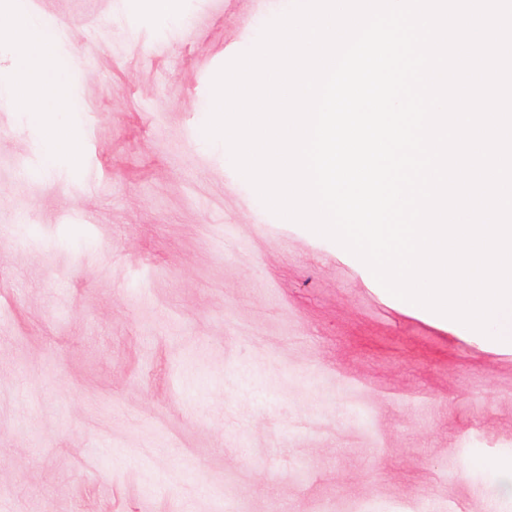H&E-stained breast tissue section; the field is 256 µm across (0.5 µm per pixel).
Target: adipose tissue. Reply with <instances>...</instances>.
<instances>
[{"label":"adipose tissue","instance_id":"obj_1","mask_svg":"<svg viewBox=\"0 0 512 512\" xmlns=\"http://www.w3.org/2000/svg\"><path fill=\"white\" fill-rule=\"evenodd\" d=\"M18 36L25 37L26 46L11 79L0 82V104L27 113L42 135L45 167L61 156L79 160L82 139L61 121L70 110L71 91L54 64V40L43 32L39 16L7 0L0 5V42Z\"/></svg>","mask_w":512,"mask_h":512}]
</instances>
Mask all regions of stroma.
<instances>
[{"label": "stroma", "instance_id": "1", "mask_svg": "<svg viewBox=\"0 0 512 512\" xmlns=\"http://www.w3.org/2000/svg\"><path fill=\"white\" fill-rule=\"evenodd\" d=\"M291 0H27L79 164L0 109V512H512V353L392 309L205 144ZM22 213L29 220L11 223ZM480 466L493 477L501 479L504 483L502 496L512 498V450H500L485 456L480 461Z\"/></svg>", "mask_w": 512, "mask_h": 512}]
</instances>
